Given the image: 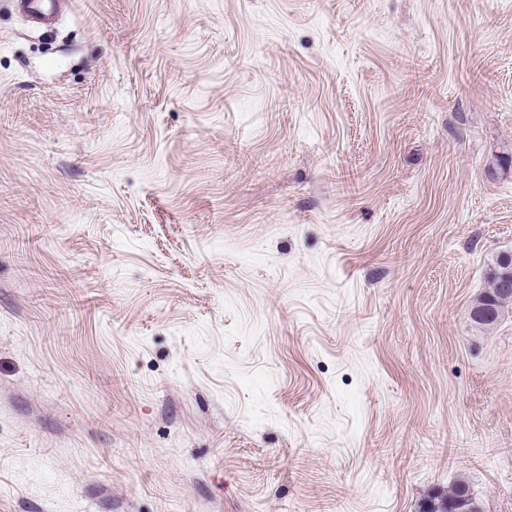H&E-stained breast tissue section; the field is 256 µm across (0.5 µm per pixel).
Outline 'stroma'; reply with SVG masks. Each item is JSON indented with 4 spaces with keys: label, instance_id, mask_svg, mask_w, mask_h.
<instances>
[{
    "label": "stroma",
    "instance_id": "obj_1",
    "mask_svg": "<svg viewBox=\"0 0 512 512\" xmlns=\"http://www.w3.org/2000/svg\"><path fill=\"white\" fill-rule=\"evenodd\" d=\"M512 0H0V512H512ZM19 11L28 19L41 23H51L63 8L61 0H16ZM503 254L496 257L494 266L489 269L490 286L488 290L483 292L471 309V320L477 325L494 324L505 304L512 303V269L510 270L502 263ZM505 269H508L510 274V279L507 282L501 276ZM420 512H481L465 485L448 492L430 495L420 507Z\"/></svg>",
    "mask_w": 512,
    "mask_h": 512
}]
</instances>
